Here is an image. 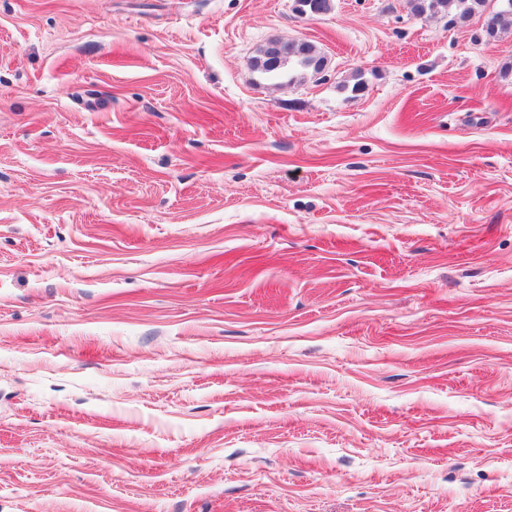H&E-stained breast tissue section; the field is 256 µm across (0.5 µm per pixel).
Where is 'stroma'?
<instances>
[{
    "instance_id": "stroma-1",
    "label": "stroma",
    "mask_w": 512,
    "mask_h": 512,
    "mask_svg": "<svg viewBox=\"0 0 512 512\" xmlns=\"http://www.w3.org/2000/svg\"><path fill=\"white\" fill-rule=\"evenodd\" d=\"M486 20L0 0V512H512ZM322 61L323 57L317 55L314 46L304 41L296 47L288 44V48H284L280 64L270 66L262 56H259L255 59V67L267 77L276 78L281 76L287 67L289 74L292 65L303 69L312 68L314 72H319L317 69Z\"/></svg>"
}]
</instances>
